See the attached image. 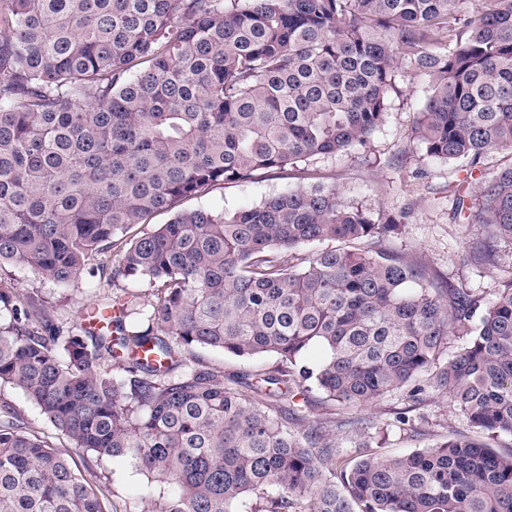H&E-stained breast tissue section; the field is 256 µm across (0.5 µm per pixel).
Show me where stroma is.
<instances>
[{
	"instance_id": "stroma-1",
	"label": "stroma",
	"mask_w": 512,
	"mask_h": 512,
	"mask_svg": "<svg viewBox=\"0 0 512 512\" xmlns=\"http://www.w3.org/2000/svg\"><path fill=\"white\" fill-rule=\"evenodd\" d=\"M395 82L399 93L392 97L385 120L372 136L367 152L324 156L293 169L260 174L246 182L216 185L205 196L190 200V207L248 209L270 196L322 182L335 187L346 203L370 215L384 213L399 221L398 231L381 238L378 249L418 262L440 279L493 296L512 269V244L500 245L494 260L478 262L470 258L475 236L455 221L454 194L450 190L465 173L459 164L423 156L413 142L414 126L428 94L430 78L403 63L395 72ZM0 280L38 292L55 318L75 327L81 325L86 308L112 291L106 279L85 274L62 292L17 264L0 266ZM0 402L12 404L24 422L42 432L53 447H70V440L48 425L20 390L1 384ZM403 413L407 414L408 423L399 422ZM298 414L304 423L323 421L333 433L337 449L354 457L359 454L360 439L346 429L345 422L357 415L366 418L369 435L381 440L385 455L428 448L448 432L467 428L465 419L448 400L433 396L415 406L403 391L388 393L363 410L325 400L315 391L310 403L299 407ZM81 472L90 481L109 477L137 512H147L154 485L129 462L100 460L89 453Z\"/></svg>"
}]
</instances>
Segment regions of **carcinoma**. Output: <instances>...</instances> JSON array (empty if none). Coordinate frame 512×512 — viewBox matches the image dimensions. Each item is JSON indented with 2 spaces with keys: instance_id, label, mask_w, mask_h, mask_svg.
I'll use <instances>...</instances> for the list:
<instances>
[{
  "instance_id": "1",
  "label": "carcinoma",
  "mask_w": 512,
  "mask_h": 512,
  "mask_svg": "<svg viewBox=\"0 0 512 512\" xmlns=\"http://www.w3.org/2000/svg\"><path fill=\"white\" fill-rule=\"evenodd\" d=\"M403 61L432 79L415 139L465 164L457 214L490 259L512 244V0H0V265L115 288L86 310L106 327L77 330L0 287V383L74 442L0 404V512H130L80 452L159 484L150 512H512L493 449L512 437V274L493 298L444 284L372 249L395 221L322 183L180 208L366 146ZM325 240L342 247L293 254ZM139 279L158 288L122 286ZM198 348L276 365L242 390ZM314 389L360 408L431 391L469 432L349 458L321 421L288 429ZM0 402L12 404L21 414L25 423L31 428L42 432L46 440L54 448H71V441L48 425L41 415L40 410L27 399V397L18 389L9 384L0 385Z\"/></svg>"
}]
</instances>
